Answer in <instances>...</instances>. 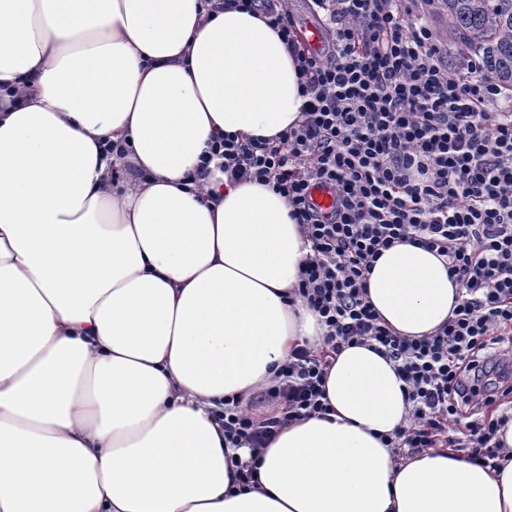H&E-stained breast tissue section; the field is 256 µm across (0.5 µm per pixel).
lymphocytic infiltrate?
Returning a JSON list of instances; mask_svg holds the SVG:
<instances>
[{"mask_svg": "<svg viewBox=\"0 0 512 512\" xmlns=\"http://www.w3.org/2000/svg\"><path fill=\"white\" fill-rule=\"evenodd\" d=\"M325 12L331 47L301 46L294 21L273 0H230L259 11L295 63L301 119L273 138L214 137L200 172L219 158L230 181L271 185L312 244L298 295L326 328L327 354L296 349L264 400L276 416L224 403V438L259 449L296 419L329 411V354L369 345L395 362L412 404L388 438L399 455L464 451L497 467L499 428L512 415V89L481 61L456 67L408 0H310ZM330 187L335 205L311 196ZM408 242L448 261L463 289L448 322L422 338L396 335L368 299L367 277L382 251Z\"/></svg>", "mask_w": 512, "mask_h": 512, "instance_id": "f902f5d3", "label": "lymphocytic infiltrate"}]
</instances>
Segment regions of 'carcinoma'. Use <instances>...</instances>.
Listing matches in <instances>:
<instances>
[{"label": "carcinoma", "mask_w": 512, "mask_h": 512, "mask_svg": "<svg viewBox=\"0 0 512 512\" xmlns=\"http://www.w3.org/2000/svg\"><path fill=\"white\" fill-rule=\"evenodd\" d=\"M459 50L480 58L485 74L512 88V0H430Z\"/></svg>", "instance_id": "carcinoma-1"}]
</instances>
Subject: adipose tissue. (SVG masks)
<instances>
[{"label":"adipose tissue","mask_w":512,"mask_h":512,"mask_svg":"<svg viewBox=\"0 0 512 512\" xmlns=\"http://www.w3.org/2000/svg\"><path fill=\"white\" fill-rule=\"evenodd\" d=\"M302 104L261 13L0 0V512H512V458L383 443L412 405L368 345L333 357L328 415L257 451L225 441V399L325 329L295 293L311 244L286 200L197 166L215 135L276 137ZM367 287L411 338L462 294L408 243Z\"/></svg>","instance_id":"ef3b65f1"}]
</instances>
